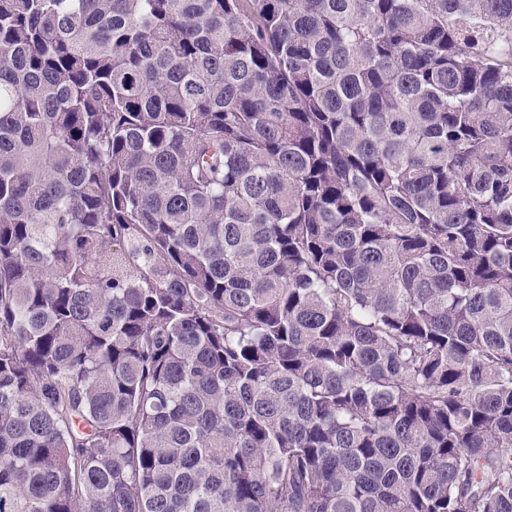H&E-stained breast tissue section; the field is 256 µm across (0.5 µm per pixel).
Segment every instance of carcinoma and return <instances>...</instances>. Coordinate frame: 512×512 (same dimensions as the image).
Masks as SVG:
<instances>
[{
  "mask_svg": "<svg viewBox=\"0 0 512 512\" xmlns=\"http://www.w3.org/2000/svg\"><path fill=\"white\" fill-rule=\"evenodd\" d=\"M0 512H512V0H0Z\"/></svg>",
  "mask_w": 512,
  "mask_h": 512,
  "instance_id": "1",
  "label": "carcinoma"
}]
</instances>
